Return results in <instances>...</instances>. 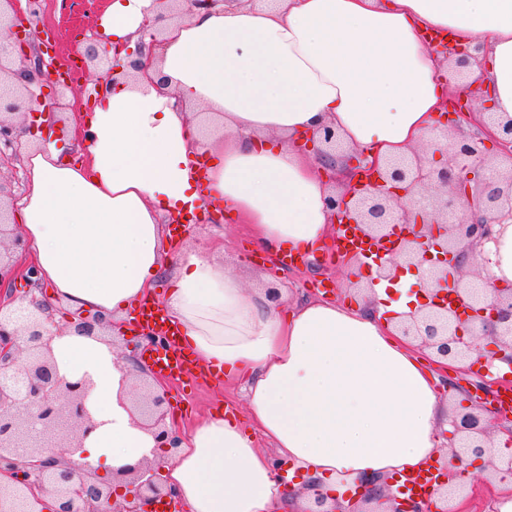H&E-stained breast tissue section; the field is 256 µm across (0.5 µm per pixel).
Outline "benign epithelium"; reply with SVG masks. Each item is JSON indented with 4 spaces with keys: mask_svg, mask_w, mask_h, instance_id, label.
<instances>
[{
    "mask_svg": "<svg viewBox=\"0 0 512 512\" xmlns=\"http://www.w3.org/2000/svg\"><path fill=\"white\" fill-rule=\"evenodd\" d=\"M26 0H0V35L17 53L0 50V84H13L11 101L0 107V165L21 160V144L16 119L36 136L44 130L65 133L58 115L56 94L70 87L65 76L70 65L59 62L52 47L40 41L37 3ZM156 42L155 33L144 23L135 48L126 55L109 53L101 34L89 39L84 63L101 71V78L114 86L124 84L130 74L146 67L143 60L149 48L144 36ZM440 53L457 67L469 64L473 54L449 44ZM113 66H108V63ZM38 72L37 89L23 83L24 68ZM469 111L467 104L455 101L446 124L437 130L436 150L448 151V125ZM487 122L497 127L490 134L506 153L495 162L485 152V141L462 138L454 141L455 164L435 168L415 153L408 159L368 163L360 155L350 158L370 173L340 197L328 199L337 227L352 226L359 236L377 250L374 280H396L405 272L415 277L417 292L430 291V302L402 314L397 321L401 335L416 346L430 351L437 362L483 359L479 340L491 339L496 350L486 363L499 361L512 367V283L481 278L470 272L485 244L499 245L506 225L512 219V122H498L494 113ZM325 150L320 156L327 166L335 163L343 145L336 131L325 126L316 132ZM21 192L0 195V287L12 285L18 278L32 291L29 304L33 311L23 321L4 310L0 303V472L11 475L12 482L0 484V512H38L42 491L57 496L55 512H148L146 506L174 502L161 478V464L148 462L120 475L129 487L119 502L112 481L99 473L71 462L82 448L83 439L95 428L86 407L87 382L60 378L48 357L47 325L52 322L51 305L37 296L41 291L38 271L31 266L19 273L18 257L28 250L25 240L14 233L11 215ZM105 323L101 315L78 314L71 324L84 334H94ZM143 338L159 351L168 347L162 329L146 327ZM166 376L149 372L139 377V392L134 405L166 453L173 454L179 436L166 423ZM450 420L453 455L458 460L474 457L492 477L512 476V453H496L491 425L481 415L477 400L470 399ZM24 452L25 461L17 464L16 454ZM364 501H384L383 512H423L418 498L388 496L375 477L360 482ZM466 484L457 474H444L442 492L434 496L430 512H453L448 502L463 494Z\"/></svg>",
    "mask_w": 512,
    "mask_h": 512,
    "instance_id": "benign-epithelium-1",
    "label": "benign epithelium"
}]
</instances>
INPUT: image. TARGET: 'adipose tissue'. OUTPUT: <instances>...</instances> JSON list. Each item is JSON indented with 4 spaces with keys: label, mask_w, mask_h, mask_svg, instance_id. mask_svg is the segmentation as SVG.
Returning a JSON list of instances; mask_svg holds the SVG:
<instances>
[{
    "label": "adipose tissue",
    "mask_w": 512,
    "mask_h": 512,
    "mask_svg": "<svg viewBox=\"0 0 512 512\" xmlns=\"http://www.w3.org/2000/svg\"><path fill=\"white\" fill-rule=\"evenodd\" d=\"M168 0H111L99 26L111 44L136 40L145 18L160 32L149 77L106 90L85 125L86 164L53 146L23 155L28 191L16 231L63 310L50 329L59 377L87 380L96 424L83 461L118 475L165 459L163 481L188 512H305L316 492L344 498L360 477L415 472L444 450L449 411L438 377L385 315V285L356 305L272 301L210 246L188 244L155 296L168 256L167 222L233 215L268 256L328 248L336 190L297 134L333 126L350 151L385 160L432 142L454 62L424 35L481 45L472 86L512 119V0H223L170 17ZM157 302L188 343L194 366L243 380L250 429L221 414L184 432L164 457L133 409L137 372L117 343L131 307ZM88 310L93 336L66 326ZM261 434L318 491L289 492Z\"/></svg>",
    "instance_id": "adipose-tissue-1"
}]
</instances>
